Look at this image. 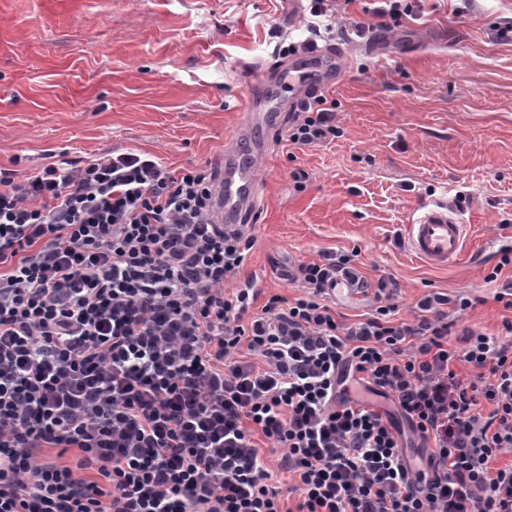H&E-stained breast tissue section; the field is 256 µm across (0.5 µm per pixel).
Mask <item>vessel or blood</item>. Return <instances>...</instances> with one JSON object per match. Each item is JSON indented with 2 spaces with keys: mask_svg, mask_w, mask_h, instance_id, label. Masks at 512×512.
I'll return each mask as SVG.
<instances>
[{
  "mask_svg": "<svg viewBox=\"0 0 512 512\" xmlns=\"http://www.w3.org/2000/svg\"><path fill=\"white\" fill-rule=\"evenodd\" d=\"M322 87V82L302 74L290 75L285 109L297 111L308 96ZM269 147V141L256 137L243 147L231 141L225 144L220 160L221 176L213 189V223L233 230L245 228L252 222L260 198L258 163ZM406 231L411 250L430 266L445 268L459 260L466 227L446 206L435 203L425 207L415 221L407 225Z\"/></svg>",
  "mask_w": 512,
  "mask_h": 512,
  "instance_id": "b4317fda",
  "label": "vessel or blood"
}]
</instances>
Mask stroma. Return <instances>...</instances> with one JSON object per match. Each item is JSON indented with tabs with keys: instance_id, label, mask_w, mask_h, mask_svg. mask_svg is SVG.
Wrapping results in <instances>:
<instances>
[{
	"instance_id": "1",
	"label": "stroma",
	"mask_w": 512,
	"mask_h": 512,
	"mask_svg": "<svg viewBox=\"0 0 512 512\" xmlns=\"http://www.w3.org/2000/svg\"><path fill=\"white\" fill-rule=\"evenodd\" d=\"M408 16L357 36L371 0H344L335 85L338 137L313 147L276 133L260 166L255 246L239 279L287 298L298 264L358 251L369 279L400 285L396 319L432 291L468 297L459 326L501 333L512 309L486 277L512 250V0H407ZM309 0H0V170L22 181L50 159L120 149L180 173H217L257 91L288 93L268 67L304 50ZM447 204L468 237L437 269L406 226Z\"/></svg>"
}]
</instances>
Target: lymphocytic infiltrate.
Listing matches in <instances>:
<instances>
[{"instance_id": "obj_1", "label": "lymphocytic infiltrate", "mask_w": 512, "mask_h": 512, "mask_svg": "<svg viewBox=\"0 0 512 512\" xmlns=\"http://www.w3.org/2000/svg\"><path fill=\"white\" fill-rule=\"evenodd\" d=\"M337 132L318 94L288 139ZM212 183L131 150L0 176V512H512V320L452 332L470 302L437 292L396 320L397 282L343 252L298 265L293 299L225 291L255 240L211 222ZM342 279L370 316L337 318ZM350 396L353 399H367L380 411H384L386 413H389L390 415H396L399 418L401 427L404 430V443L406 441H414V437L409 432L406 422L404 421V419L403 421L400 420L398 409L391 399L371 394L368 391H366L363 386L358 384H354L353 386H351Z\"/></svg>"}]
</instances>
